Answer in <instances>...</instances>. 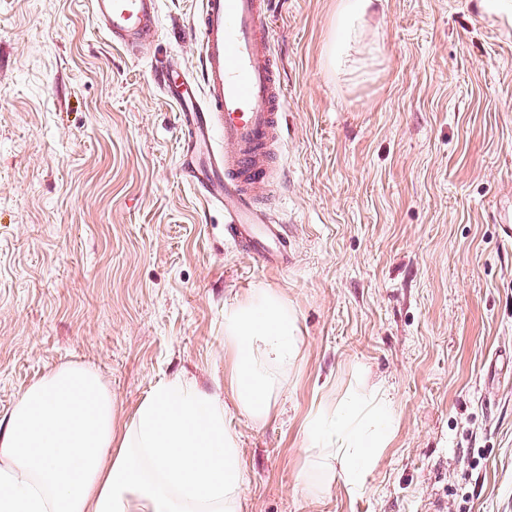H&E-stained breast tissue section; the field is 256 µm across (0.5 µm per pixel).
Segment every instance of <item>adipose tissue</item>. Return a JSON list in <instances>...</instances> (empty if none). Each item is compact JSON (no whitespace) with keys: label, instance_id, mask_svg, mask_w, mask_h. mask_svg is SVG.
<instances>
[{"label":"adipose tissue","instance_id":"obj_1","mask_svg":"<svg viewBox=\"0 0 512 512\" xmlns=\"http://www.w3.org/2000/svg\"><path fill=\"white\" fill-rule=\"evenodd\" d=\"M375 0H338L328 58L337 72L377 45ZM224 339L235 356L239 407L266 415L296 361L297 317L277 293L255 289L225 307ZM394 424L392 403L362 385L317 414L308 442L318 465L361 486ZM243 474L224 404L174 379L159 384L122 435L112 426V390L98 372L68 363L25 389L0 431V512H239Z\"/></svg>","mask_w":512,"mask_h":512}]
</instances>
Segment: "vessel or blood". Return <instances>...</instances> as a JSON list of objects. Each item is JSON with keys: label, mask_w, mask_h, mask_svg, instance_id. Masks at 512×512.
<instances>
[{"label": "vessel or blood", "mask_w": 512, "mask_h": 512, "mask_svg": "<svg viewBox=\"0 0 512 512\" xmlns=\"http://www.w3.org/2000/svg\"><path fill=\"white\" fill-rule=\"evenodd\" d=\"M160 0H91L92 18L113 45L154 41ZM269 0H201L196 19L200 76L156 68L183 136L181 173L203 202L224 212V233L266 267L287 265L290 242L262 201L278 176L288 98L271 47Z\"/></svg>", "instance_id": "vessel-or-blood-1"}]
</instances>
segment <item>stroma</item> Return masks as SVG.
<instances>
[{
	"mask_svg": "<svg viewBox=\"0 0 512 512\" xmlns=\"http://www.w3.org/2000/svg\"><path fill=\"white\" fill-rule=\"evenodd\" d=\"M201 0L112 46L90 0H0V422L48 371L112 387L116 431L162 381L224 401L240 512H512V21L476 0H378L379 57L337 77L336 0H272L288 96L265 205L293 261L260 266L180 174L151 76L197 71ZM295 310L299 358L268 413L239 409L224 309L253 289ZM392 437L350 493L306 453L316 410L362 383Z\"/></svg>",
	"mask_w": 512,
	"mask_h": 512,
	"instance_id": "stroma-1",
	"label": "stroma"
}]
</instances>
